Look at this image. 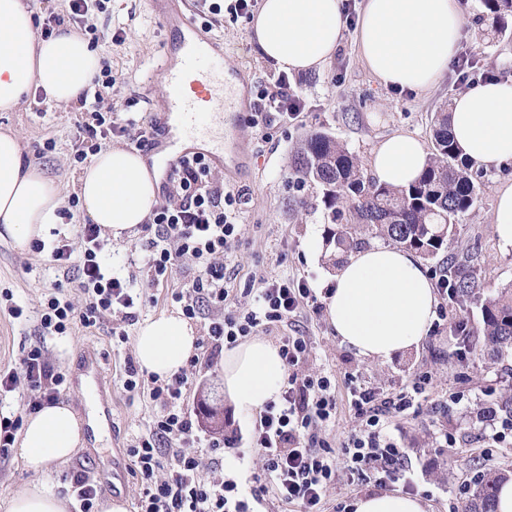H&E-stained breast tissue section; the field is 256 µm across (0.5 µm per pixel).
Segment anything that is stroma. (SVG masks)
I'll return each instance as SVG.
<instances>
[{"label":"stroma","mask_w":512,"mask_h":512,"mask_svg":"<svg viewBox=\"0 0 512 512\" xmlns=\"http://www.w3.org/2000/svg\"><path fill=\"white\" fill-rule=\"evenodd\" d=\"M461 6L465 24L459 52L473 55L480 69L512 81V27L502 36L484 31L480 0H461ZM88 21L101 35L97 51L112 65V86L105 95V105L111 106L117 123L129 119L150 123L151 101L162 94L163 86L158 83L152 91H144L142 69L173 39L174 30L154 15L150 0H108L105 11L93 12ZM249 25V20L233 19L224 11L211 18L208 33L223 44L231 62L251 71L252 86H273L279 69L249 40ZM356 26V21H348L342 44L322 69L291 75L292 88L306 101L305 111L294 124L265 134L244 123L232 130L250 145L245 167L226 182L227 187L244 191L248 198L241 218L242 234L227 259L232 287L257 285L260 275L273 272L305 280L320 298L335 274L322 260L325 224L321 193L313 184H298L291 169V158L307 133L321 130L331 134L365 164L373 148L397 132L432 143L434 114L467 89L452 72L426 95L381 87L358 57ZM117 31L122 32V41L111 40V33ZM80 112L79 106L61 108L36 97L21 111L0 112V129L20 135L27 162L58 182L68 201L77 195L81 169L74 159L72 138ZM49 140L55 144L50 151L44 148ZM510 182L512 163L482 173L481 199L460 216L461 234L453 243L454 249L473 248L480 253L484 293L488 296L512 284V249L501 248L493 224L496 191ZM193 273L192 264H183L167 284L152 288V298L139 307L136 320L127 321L115 314L99 328L78 326L70 335L45 339L38 313L58 278L50 253L33 249L21 252L9 239L0 238V293H12L14 302L24 306L26 313L25 319L16 320L0 309V369L12 368L24 349L43 341L50 364L66 378L61 402L78 412L97 410L105 420L101 438L85 441L70 461L51 469L54 482H61L67 473L84 470L115 484V491L105 492V499L118 497L127 506L135 505L140 485L125 450L146 432L156 405L149 397L125 392L124 367L135 355L134 337L140 322L179 312L171 292L182 287ZM460 316L469 321L471 342H479L477 309L451 306L446 323L429 330L418 348L373 362L340 342L325 313L304 310L294 324L311 342L304 372L335 378L336 424L327 432L333 444H342L357 425L348 403L351 379L388 390L407 384L415 375H429L430 384L418 411L396 419L389 429L407 452L414 480L410 492L425 501L427 512H464L476 472L512 474V436L491 440L488 420L476 416L478 410L495 403L504 389L512 387V358L493 362L461 356V338L451 328L452 320ZM115 328L126 332V340L112 336ZM89 354L96 357L102 372L103 387L99 390L83 387L76 377L78 363ZM187 401L191 410L198 412L204 435H213L214 429L203 410L216 408L224 419L225 434L239 436L241 451L249 452L252 425L235 413L225 397L221 363L201 365L187 391ZM449 434L455 436V443H446Z\"/></svg>","instance_id":"stroma-1"}]
</instances>
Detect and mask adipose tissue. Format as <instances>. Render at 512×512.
Returning <instances> with one entry per match:
<instances>
[{
	"label": "adipose tissue",
	"instance_id": "ef3b65f1",
	"mask_svg": "<svg viewBox=\"0 0 512 512\" xmlns=\"http://www.w3.org/2000/svg\"><path fill=\"white\" fill-rule=\"evenodd\" d=\"M465 23L458 0H365L356 46L365 67L385 88L430 91L447 70ZM24 0H0V112H14L43 90L59 107L77 103L100 66L98 51L62 30L35 39ZM341 0H261L248 33L263 57L288 72L320 69L343 39ZM450 130L471 169L486 172L512 160V83L487 81L454 98ZM23 142L0 133V231L18 251L46 239L62 218V191L35 165L24 163ZM424 144L397 133L374 149L378 181L406 186L423 171ZM158 169L138 152L113 147L95 154L78 182V197L92 223L121 239L142 224L156 204ZM326 315L341 343L357 355L387 359L417 347L435 317L437 299L422 260L374 244L349 257L324 297ZM193 328L170 313L142 324L135 336L142 369L163 377L186 365L195 351ZM224 393L243 416L258 413L279 390L285 367L277 347L251 338L225 350ZM84 441V426L70 405L44 406L22 429L18 455L39 482L19 490L5 512H66L47 480L51 466L68 462Z\"/></svg>",
	"mask_w": 512,
	"mask_h": 512
}]
</instances>
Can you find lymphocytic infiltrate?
Instances as JSON below:
<instances>
[{
  "mask_svg": "<svg viewBox=\"0 0 512 512\" xmlns=\"http://www.w3.org/2000/svg\"><path fill=\"white\" fill-rule=\"evenodd\" d=\"M97 81L92 102L84 103L74 125L79 161L106 148L113 136L141 144L149 133L135 122L117 124L111 111L102 110L103 92L112 86L111 67H102ZM305 107V100L293 93L283 72L273 88L258 92L247 123L263 132L293 123ZM244 203L243 192L224 187L203 158L180 161L174 166L164 200L149 217L154 235L138 247L152 285L168 282L182 261L194 263V277L172 298L191 320L201 307L210 309L206 353L211 360L239 340L293 322L305 305L317 301L304 280L279 274L261 276L257 287L244 289L242 299L233 297L226 259L241 234ZM101 231L100 225L84 224L77 238L63 237L53 246L51 257L57 271L62 279L75 277L84 300L74 304L63 294L62 279L55 282L40 312L44 335L63 336L77 326L94 328L115 313L135 319L141 295L133 278L114 275L104 264ZM278 346L287 376L276 398L265 404L255 420L251 445L261 466L243 479L213 477L218 460H203V448L230 449L235 441L202 438L199 422L185 399L196 365L163 379L127 362L125 390L148 393L159 407L147 432L127 450L140 482L136 512H272L277 504L295 506L298 512H325L328 490L341 470L382 489L396 483L410 486L406 453L387 428L392 418L416 408L429 384L428 376L416 375L393 392L362 383L352 385L349 403L358 428L337 448L325 437L336 421V386L329 376L300 370L312 350L308 337L285 333ZM20 375L31 389L26 402L31 413L56 401L65 382L40 343L24 350L17 369L0 374V388L12 390Z\"/></svg>",
  "mask_w": 512,
  "mask_h": 512,
  "instance_id": "obj_1",
  "label": "lymphocytic infiltrate"
}]
</instances>
